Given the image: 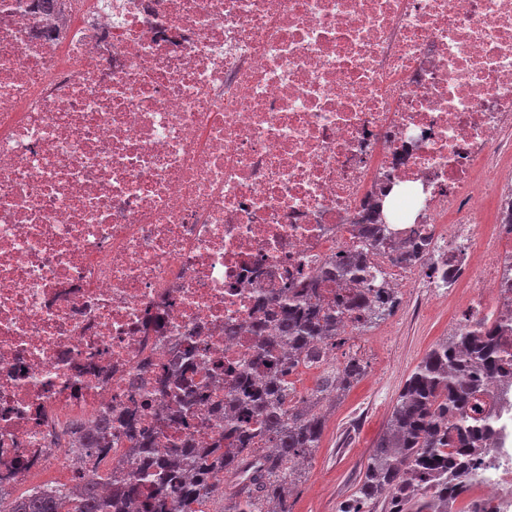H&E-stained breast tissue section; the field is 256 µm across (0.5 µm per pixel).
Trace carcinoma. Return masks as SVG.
<instances>
[{
    "instance_id": "1",
    "label": "carcinoma",
    "mask_w": 512,
    "mask_h": 512,
    "mask_svg": "<svg viewBox=\"0 0 512 512\" xmlns=\"http://www.w3.org/2000/svg\"><path fill=\"white\" fill-rule=\"evenodd\" d=\"M366 277L365 259L349 254L321 269L320 280L357 282ZM397 295L384 283L371 285L341 303H326L309 285L284 296L277 314L258 330V354L241 373L228 407L224 437L210 448L174 447L159 455L142 443L140 468L114 480L103 495L90 469L78 472L73 493L66 485L33 491L11 503V512H200L196 506L224 484L221 512H290L288 477L319 447L324 419L318 412L328 393L346 390L360 379L364 364L347 359L327 372L300 407L285 408L297 395L291 375L304 365L325 362L343 341L344 319L364 314L363 322L391 315ZM270 329L272 335L265 334ZM480 321L454 331L413 369L393 406L383 434L370 455L356 491L340 501L337 512H448V504L469 490L483 455L491 453V431L467 407L483 378L499 376L506 363L495 333ZM186 373L173 375L172 398L179 415L194 405ZM112 429L103 419L98 431L79 430L70 445L93 457Z\"/></svg>"
}]
</instances>
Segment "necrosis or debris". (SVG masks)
<instances>
[{
    "label": "necrosis or debris",
    "instance_id": "4bbe7bcc",
    "mask_svg": "<svg viewBox=\"0 0 512 512\" xmlns=\"http://www.w3.org/2000/svg\"><path fill=\"white\" fill-rule=\"evenodd\" d=\"M379 205L387 287L470 283L469 323L512 289V0H0V512L103 414L102 475L209 446L257 327ZM422 237L435 266L397 260ZM476 482L502 503L512 455ZM191 386L187 374L182 370L173 375L170 391L172 398L179 406L178 412L180 417L183 415L185 418L190 417L194 405V399L190 394Z\"/></svg>",
    "mask_w": 512,
    "mask_h": 512
}]
</instances>
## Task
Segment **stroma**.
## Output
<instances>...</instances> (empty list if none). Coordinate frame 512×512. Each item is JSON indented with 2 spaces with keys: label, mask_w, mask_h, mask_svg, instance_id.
Returning a JSON list of instances; mask_svg holds the SVG:
<instances>
[{
  "label": "stroma",
  "mask_w": 512,
  "mask_h": 512,
  "mask_svg": "<svg viewBox=\"0 0 512 512\" xmlns=\"http://www.w3.org/2000/svg\"><path fill=\"white\" fill-rule=\"evenodd\" d=\"M472 293L468 286L437 292L425 305L416 296H405L391 316L347 337L332 352L330 365L355 356L366 370L323 404L320 446L291 487L292 512H336L337 504L355 491L408 375L453 333Z\"/></svg>",
  "instance_id": "stroma-1"
}]
</instances>
